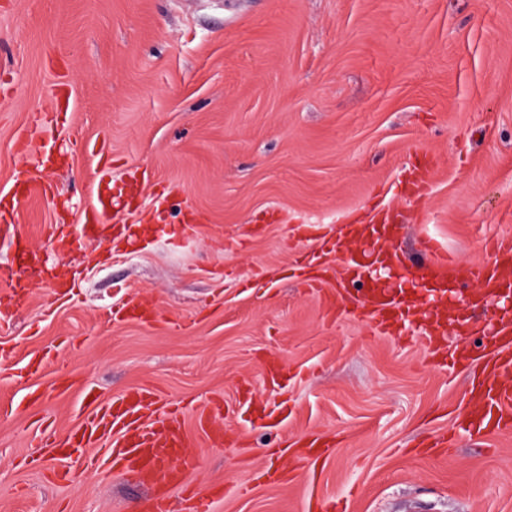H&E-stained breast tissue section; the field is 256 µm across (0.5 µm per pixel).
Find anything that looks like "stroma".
I'll list each match as a JSON object with an SVG mask.
<instances>
[{
  "instance_id": "stroma-1",
  "label": "stroma",
  "mask_w": 512,
  "mask_h": 512,
  "mask_svg": "<svg viewBox=\"0 0 512 512\" xmlns=\"http://www.w3.org/2000/svg\"><path fill=\"white\" fill-rule=\"evenodd\" d=\"M68 124L37 134L47 195L22 199L0 230V271L27 240L73 278L29 282L0 301V512H136L145 487L109 474L53 477L23 466L47 436L149 385L184 412L199 488L213 512H512V437L453 431L485 353L449 326L471 370L428 359L417 320L393 336L336 316V283L296 279L301 255L337 225L393 216L398 252L434 240L457 263H488L512 238V0H0V196H11L36 112ZM106 141L122 204L68 254L100 181L89 144ZM433 162L416 194L419 158ZM201 219L185 228L190 213ZM153 321L113 319L130 299ZM43 361L33 375L20 371ZM40 398L27 403L29 391ZM283 396L288 419L249 424L243 400ZM222 405L210 443L195 410Z\"/></svg>"
}]
</instances>
